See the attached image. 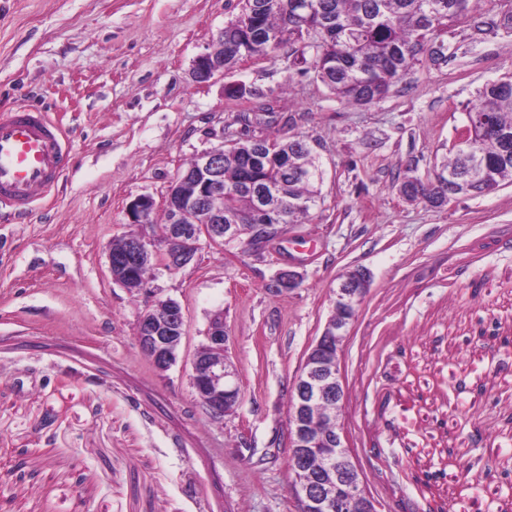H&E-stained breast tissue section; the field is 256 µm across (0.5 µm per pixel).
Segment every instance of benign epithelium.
I'll use <instances>...</instances> for the list:
<instances>
[{
  "label": "benign epithelium",
  "mask_w": 512,
  "mask_h": 512,
  "mask_svg": "<svg viewBox=\"0 0 512 512\" xmlns=\"http://www.w3.org/2000/svg\"><path fill=\"white\" fill-rule=\"evenodd\" d=\"M224 32L217 36V47L195 57L191 77L206 84L224 74ZM273 112H249L238 119L248 129H263L274 121ZM226 144L232 146L235 140ZM224 144V145H226ZM224 145L196 156L192 169L177 175L164 201L170 215L168 223L157 227L149 237L128 235L120 253L107 251L112 281L129 292L150 298L148 309L139 317L136 335L141 350L159 371L174 365L181 354L186 335L181 304L157 296L150 287L155 268L176 272L195 257L202 243L222 246L241 239L249 232L251 249L279 238L286 216L275 202V189L261 192L249 211V223L227 224L224 209L212 205V195L224 193ZM154 199L146 194L127 204L132 224H148L155 211ZM202 214V223L187 224L193 213ZM260 245H254V242ZM297 264L276 279V291H291L302 282ZM373 274L363 265L347 267L334 291L329 316L321 334L310 344L298 370L288 409V447L293 464L291 490L299 512H383V504L367 490L360 472L345 469L350 448V433L342 420L345 396L340 372L343 350L349 338L351 316L358 315L370 291ZM229 336L224 314H215L209 322L205 342L192 358L190 385L212 420L219 422L235 412L242 389L234 362L228 351Z\"/></svg>",
  "instance_id": "obj_1"
}]
</instances>
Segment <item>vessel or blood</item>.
Here are the masks:
<instances>
[{
    "mask_svg": "<svg viewBox=\"0 0 512 512\" xmlns=\"http://www.w3.org/2000/svg\"><path fill=\"white\" fill-rule=\"evenodd\" d=\"M69 161L47 113L20 108L0 114V199L29 209L51 192Z\"/></svg>",
    "mask_w": 512,
    "mask_h": 512,
    "instance_id": "obj_1",
    "label": "vessel or blood"
}]
</instances>
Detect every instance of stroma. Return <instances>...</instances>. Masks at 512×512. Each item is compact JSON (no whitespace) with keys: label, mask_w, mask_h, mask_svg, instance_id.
Masks as SVG:
<instances>
[{"label":"stroma","mask_w":512,"mask_h":512,"mask_svg":"<svg viewBox=\"0 0 512 512\" xmlns=\"http://www.w3.org/2000/svg\"><path fill=\"white\" fill-rule=\"evenodd\" d=\"M237 12V0H0V111L47 112L71 149L46 203L0 204V512H297L291 388L352 264L374 278L341 365L369 491L385 512H512V373L494 371L477 333L512 337V186L441 210L399 193L446 156L478 90L512 73V0H479L443 36L453 57L422 60L362 108L289 45L194 83L193 59ZM268 100L271 134L310 139L318 205L259 251L205 245L181 270H155L187 324L179 361L158 372L136 337L149 301L113 283L108 246L137 229L130 199L163 202ZM295 258L301 287L271 292ZM218 311L243 388L221 423L189 383ZM479 456L495 473L472 491L461 468ZM427 471L440 474L428 487Z\"/></svg>","instance_id":"1"}]
</instances>
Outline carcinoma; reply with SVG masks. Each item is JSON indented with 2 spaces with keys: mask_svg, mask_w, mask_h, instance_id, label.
<instances>
[{
  "mask_svg": "<svg viewBox=\"0 0 512 512\" xmlns=\"http://www.w3.org/2000/svg\"><path fill=\"white\" fill-rule=\"evenodd\" d=\"M295 0H239L240 12L266 31L279 33L278 40L252 37L245 26H224V49H237L251 57L266 56L282 45L295 47L301 64L312 60L313 71L342 103L367 106L388 96L426 54L434 63L447 60L449 46L438 43L442 28L458 21L456 6L475 9L477 0H306L304 22L289 31ZM486 83L467 112L473 136L467 147L448 152L434 176L409 177L400 185L408 201L442 209L441 200L451 191L480 197L512 185V88ZM254 142L241 140L224 148V220L247 224L255 187H278L277 202L287 223L298 224L319 199L321 166L307 139L298 133L287 140L267 136L264 160L252 181H241L247 153ZM489 473L487 462L477 457L467 462L463 479L478 481L474 467Z\"/></svg>",
  "mask_w": 512,
  "mask_h": 512,
  "instance_id": "cac0c4a2",
  "label": "carcinoma"
}]
</instances>
